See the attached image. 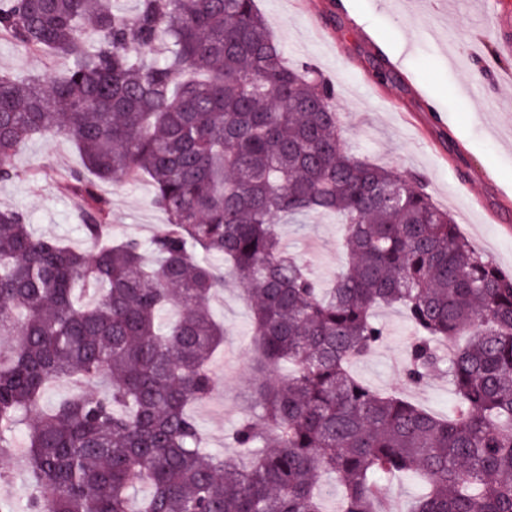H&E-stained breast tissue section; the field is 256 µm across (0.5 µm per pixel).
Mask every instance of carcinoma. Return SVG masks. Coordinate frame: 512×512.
Instances as JSON below:
<instances>
[{
    "label": "carcinoma",
    "instance_id": "1",
    "mask_svg": "<svg viewBox=\"0 0 512 512\" xmlns=\"http://www.w3.org/2000/svg\"><path fill=\"white\" fill-rule=\"evenodd\" d=\"M0 36L67 61L49 81L0 74V181L26 141H71L82 165L57 182L90 244L0 209V463L29 480L0 512H325L327 473L337 512H390L379 479L409 473L427 485L412 512H512V275L422 179L347 151L333 81L288 65L255 0H0ZM144 177L167 224L114 242L97 184ZM310 213L344 224L329 288L274 223ZM226 275L256 352L254 414L230 437L247 467L208 452L190 412L215 390ZM383 306L416 329L407 379L446 373L452 415L351 373ZM67 383L96 390L43 410Z\"/></svg>",
    "mask_w": 512,
    "mask_h": 512
}]
</instances>
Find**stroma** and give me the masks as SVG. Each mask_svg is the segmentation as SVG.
Returning a JSON list of instances; mask_svg holds the SVG:
<instances>
[{"mask_svg":"<svg viewBox=\"0 0 512 512\" xmlns=\"http://www.w3.org/2000/svg\"><path fill=\"white\" fill-rule=\"evenodd\" d=\"M257 0V8L281 43L289 64L309 62L336 84L347 150L404 175L424 177L435 204L448 210L475 248L512 273V82L496 78L512 70V56L493 61L499 19L512 0ZM383 54L397 77L388 85L373 77L374 54ZM62 59L22 52L0 37V73L47 78ZM16 176L0 183V208L22 209L36 233L84 247L73 199L62 192L57 170L81 158L63 138H35L18 149ZM111 206V233L149 239L165 214L153 207L147 180L102 183ZM288 248L323 280L343 265L342 225L310 219L305 229L285 224ZM212 312L228 331L224 352L211 368L219 380L212 398L193 413L214 451L247 410L254 379L249 312L239 291L226 289ZM376 316L384 342L354 362L357 376L381 393L396 392L438 415L455 404L446 375L408 383L404 366L413 336L402 308L382 307Z\"/></svg>","mask_w":512,"mask_h":512,"instance_id":"stroma-1","label":"stroma"}]
</instances>
